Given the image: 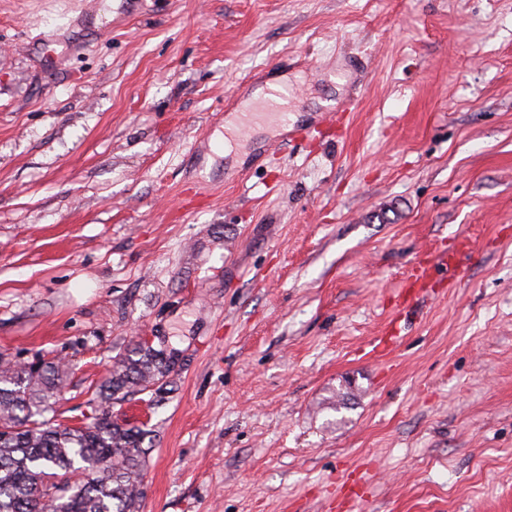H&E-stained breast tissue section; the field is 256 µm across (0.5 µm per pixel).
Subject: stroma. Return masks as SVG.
I'll list each match as a JSON object with an SVG mask.
<instances>
[{"label": "stroma", "instance_id": "35a3bbf8", "mask_svg": "<svg viewBox=\"0 0 512 512\" xmlns=\"http://www.w3.org/2000/svg\"><path fill=\"white\" fill-rule=\"evenodd\" d=\"M141 336L142 512H512V0H0V356ZM287 82H288L287 78H281V79H277L272 82H267L264 87L258 88L251 98L245 100L241 104V108L239 109L238 112H251L255 108V106H257L258 104L266 101L267 99L274 98L269 93V91L278 90L282 86H285L287 84ZM274 99H276V98H274ZM276 100L278 102H280L281 104L285 103L284 101H281L279 99H276Z\"/></svg>", "mask_w": 512, "mask_h": 512}]
</instances>
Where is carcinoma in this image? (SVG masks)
<instances>
[{
  "instance_id": "obj_1",
  "label": "carcinoma",
  "mask_w": 512,
  "mask_h": 512,
  "mask_svg": "<svg viewBox=\"0 0 512 512\" xmlns=\"http://www.w3.org/2000/svg\"><path fill=\"white\" fill-rule=\"evenodd\" d=\"M170 365L164 350L132 344L97 387L104 406L70 425L56 409L60 362L0 358V512H141L150 430L118 421L112 405L153 390Z\"/></svg>"
}]
</instances>
